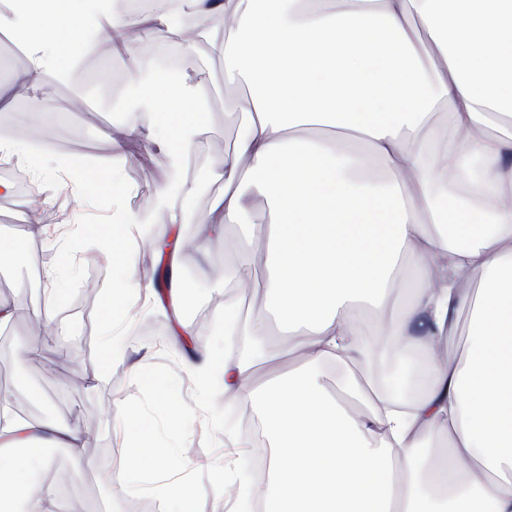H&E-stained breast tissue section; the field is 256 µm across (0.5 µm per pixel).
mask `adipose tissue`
<instances>
[{"instance_id": "ef3b65f1", "label": "adipose tissue", "mask_w": 512, "mask_h": 512, "mask_svg": "<svg viewBox=\"0 0 512 512\" xmlns=\"http://www.w3.org/2000/svg\"><path fill=\"white\" fill-rule=\"evenodd\" d=\"M11 2L0 29L39 48L17 82L41 91L44 108L48 75L97 54V33L117 38L148 20L185 52L204 42L225 77L248 87L246 126L219 170L224 192L206 226L220 236L266 215L256 286L268 302L226 305L224 333L263 336L274 319L304 355L259 383L262 349L194 352L188 369L201 395L253 405L272 447L263 487L229 466L221 477L258 512H512V0H161L152 16L96 10L93 0ZM199 96L163 74L129 93L131 111L156 117L171 203L188 191ZM443 106L449 142L436 151L417 134ZM346 139L367 154L345 149ZM409 265L425 279L397 310L392 284ZM462 307L466 351L437 357L432 345L455 335ZM373 352L416 360L423 387L412 404L326 372ZM347 397L369 405L365 419ZM50 446L83 460L76 430L0 400V512H57L58 487L30 477L33 465L50 467Z\"/></svg>"}]
</instances>
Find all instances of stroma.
<instances>
[{
	"label": "stroma",
	"instance_id": "1",
	"mask_svg": "<svg viewBox=\"0 0 512 512\" xmlns=\"http://www.w3.org/2000/svg\"><path fill=\"white\" fill-rule=\"evenodd\" d=\"M150 66L143 54L129 50L120 55L85 58L71 75L55 82L56 108L45 115L40 93L31 88H16L10 108L0 110V126H8L14 136L28 139L41 154L56 156V143L68 141L76 158L108 162L116 150L108 134L116 124L115 101L127 96L128 84L143 77ZM185 81L199 83L205 93L199 101L207 112L206 131L188 156L193 173L187 183L191 194L183 203L181 234L190 244L178 253V264L184 286L191 301L182 309H174L168 299L167 286L158 285L154 267L159 253L153 243L160 231L170 230L169 210H161L151 242L135 248L136 279L141 291L133 306L139 329L128 340V358L115 365L110 377H102L93 359V315L66 309L48 314L46 323L30 321V307L41 305L38 289L28 287L27 277L36 256L56 253L61 241L78 217L88 207L77 196L75 188L54 164H44L39 172H22L19 159L0 160V182L11 185L10 194L0 196V242L19 239L20 227L29 225L30 212L39 210L58 219L52 235L36 247L16 256L0 254V303L14 310L9 323L0 325V392L15 410L33 418L50 413L78 431L85 440L82 450L88 465L75 470L69 454L55 456L48 469L38 471L37 484L61 485L72 478L82 483L80 493L70 496L65 512H159L158 502L136 499L114 493L110 477L120 471L124 435L117 416L120 402L138 392L132 376L155 363H166L175 369L183 397L192 394V382L184 366L192 351L183 345V326L198 329L197 344H213L224 323V266L234 263V255L224 252L225 239H237L236 230L227 238L210 237L206 242L193 238L196 221L209 218L214 199L223 192V181L213 178L223 155L232 154L247 119L242 106L245 88L224 80V60L198 47L193 63L181 71ZM127 120L137 121L141 131L126 139L123 150L126 161L122 172L131 185L127 199L129 211L145 218L163 192L169 177L165 160L154 169L143 172L137 161L141 145L147 142V129L152 114L127 113ZM215 138L224 139L223 154L209 153L205 145ZM25 173L27 183L18 186L16 176ZM208 245L214 255V271H206L200 251ZM36 344L38 356H24L28 344Z\"/></svg>",
	"mask_w": 512,
	"mask_h": 512
}]
</instances>
